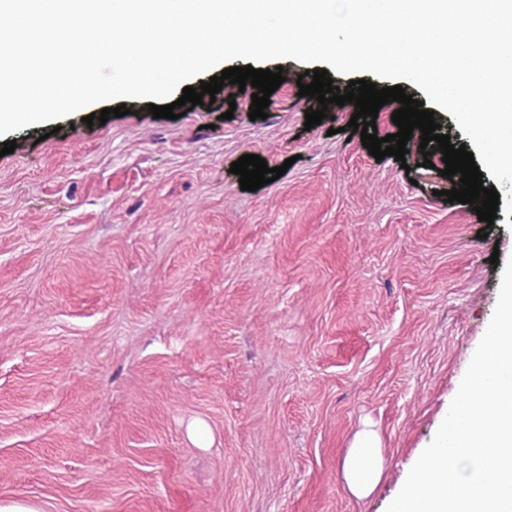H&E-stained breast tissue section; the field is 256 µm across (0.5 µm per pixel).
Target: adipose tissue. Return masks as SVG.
I'll use <instances>...</instances> for the list:
<instances>
[{
	"mask_svg": "<svg viewBox=\"0 0 512 512\" xmlns=\"http://www.w3.org/2000/svg\"><path fill=\"white\" fill-rule=\"evenodd\" d=\"M383 471V460L374 431L357 433L343 463L342 475L350 494L368 497L376 488Z\"/></svg>",
	"mask_w": 512,
	"mask_h": 512,
	"instance_id": "1",
	"label": "adipose tissue"
}]
</instances>
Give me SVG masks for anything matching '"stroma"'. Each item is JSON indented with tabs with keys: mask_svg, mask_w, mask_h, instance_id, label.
I'll list each match as a JSON object with an SVG mask.
<instances>
[{
	"mask_svg": "<svg viewBox=\"0 0 512 512\" xmlns=\"http://www.w3.org/2000/svg\"><path fill=\"white\" fill-rule=\"evenodd\" d=\"M178 119L148 99L13 132L0 157V500L41 512H387L433 441L512 257L444 202L437 142L378 160L354 104L305 128L306 63ZM246 154L277 180L241 190ZM430 166H423V158ZM486 238H478L479 230ZM201 424L189 436L190 424ZM384 460L352 497L364 424ZM383 471V460L374 431L357 433L343 463L342 475L350 494L368 497L376 488Z\"/></svg>",
	"mask_w": 512,
	"mask_h": 512,
	"instance_id": "35a3bbf8",
	"label": "stroma"
}]
</instances>
